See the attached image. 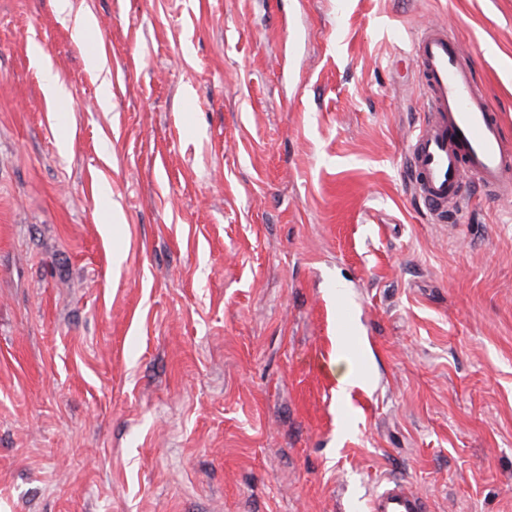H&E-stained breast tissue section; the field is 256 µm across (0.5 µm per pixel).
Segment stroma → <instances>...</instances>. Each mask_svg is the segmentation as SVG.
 <instances>
[{
	"label": "stroma",
	"instance_id": "35a3bbf8",
	"mask_svg": "<svg viewBox=\"0 0 512 512\" xmlns=\"http://www.w3.org/2000/svg\"><path fill=\"white\" fill-rule=\"evenodd\" d=\"M426 25L512 147V0H0V512H367L390 478L512 512V200L412 192Z\"/></svg>",
	"mask_w": 512,
	"mask_h": 512
}]
</instances>
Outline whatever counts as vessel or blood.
Instances as JSON below:
<instances>
[{"label":"vessel or blood","mask_w":512,"mask_h":512,"mask_svg":"<svg viewBox=\"0 0 512 512\" xmlns=\"http://www.w3.org/2000/svg\"><path fill=\"white\" fill-rule=\"evenodd\" d=\"M428 111L409 144L406 167L415 196L435 223L461 212L470 187L512 197V159L488 101L473 86L461 49L447 31L431 28L414 44ZM369 512H427L403 482L388 480Z\"/></svg>","instance_id":"obj_1"}]
</instances>
